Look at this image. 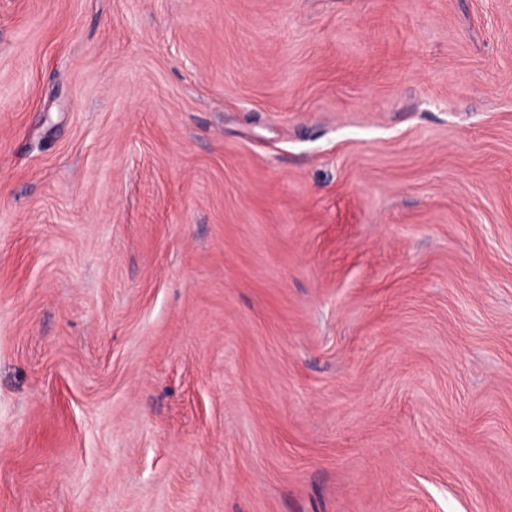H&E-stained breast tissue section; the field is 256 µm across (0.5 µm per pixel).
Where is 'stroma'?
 I'll return each instance as SVG.
<instances>
[{"instance_id":"1","label":"stroma","mask_w":512,"mask_h":512,"mask_svg":"<svg viewBox=\"0 0 512 512\" xmlns=\"http://www.w3.org/2000/svg\"><path fill=\"white\" fill-rule=\"evenodd\" d=\"M0 512H512V0H0Z\"/></svg>"}]
</instances>
